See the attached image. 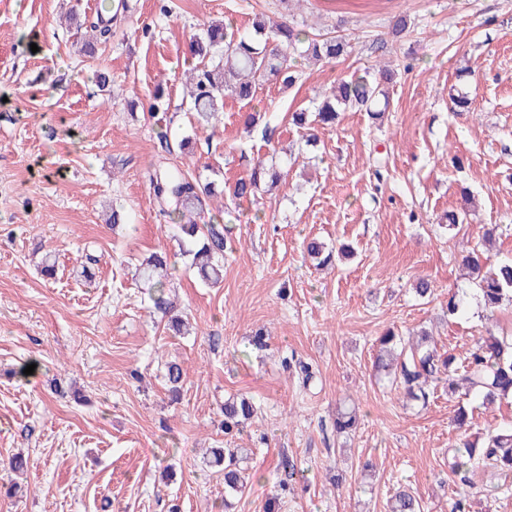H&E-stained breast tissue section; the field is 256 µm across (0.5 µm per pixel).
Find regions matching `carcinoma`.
I'll return each instance as SVG.
<instances>
[{
	"label": "carcinoma",
	"mask_w": 512,
	"mask_h": 512,
	"mask_svg": "<svg viewBox=\"0 0 512 512\" xmlns=\"http://www.w3.org/2000/svg\"><path fill=\"white\" fill-rule=\"evenodd\" d=\"M127 8L124 0L112 5V20L93 19L89 28L99 44H106L112 36V22L121 20ZM350 42L342 37L319 38L289 21L267 26L258 18L251 29L241 30L231 23L208 24L194 35L187 44L188 58L195 61L189 68L191 84V111L195 112L200 126H205L219 112L224 111V98L231 95L240 101L254 98L257 87L268 80L292 87L299 78L297 59L311 58L317 61L333 60L350 53ZM393 74L381 67L374 79L369 76L355 77L337 83L336 91L323 95L314 102L313 110L304 109L292 114L294 125L305 128L312 124L333 125L343 112L365 111L374 120L383 119L389 105L388 85ZM270 175L264 162H257L243 177L229 187L235 199L256 195ZM149 183L161 210L174 221L175 237L182 256L191 259V267L197 269L201 280L216 284L223 277L224 254L234 249L235 240L228 226L210 214L211 185L200 184L181 168L159 162L149 172ZM308 256L322 266L331 261L333 251L315 238L305 244ZM462 265L467 269L469 281L475 284L484 299V307L493 310L503 301H512V262L494 264L491 258L466 256ZM139 275L153 289L155 307L169 314L174 306L166 297L165 288L170 285L171 272L167 255L155 252L140 265ZM428 337H421L418 344H404L401 336L391 333L381 337V349L388 350L392 362L383 354H376L374 366L393 376L396 384L407 395L423 404L428 402L427 386L437 375L448 376V394H475L484 402L512 399V339H504L488 331L477 339L474 348L460 363L455 357H440L436 349L427 344ZM172 399L180 396L183 370L176 362L167 363L166 372ZM253 399L241 396L224 402V433L243 426L255 413ZM459 430L456 442L451 445V473L464 482H471L470 473L479 465H489L504 472H512V427L486 434L479 444L471 441L466 433L467 414L458 409L453 418ZM358 415L355 407L345 406L334 419L336 433L344 434L357 428ZM213 463L221 468L224 476V493L243 495L247 482L239 469L234 455L224 456L223 450H211ZM298 473L295 464L284 466V478L280 479V495L293 490ZM392 512H421V504L407 488L393 495Z\"/></svg>",
	"instance_id": "obj_1"
}]
</instances>
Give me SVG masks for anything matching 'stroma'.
I'll return each instance as SVG.
<instances>
[{"mask_svg":"<svg viewBox=\"0 0 512 512\" xmlns=\"http://www.w3.org/2000/svg\"><path fill=\"white\" fill-rule=\"evenodd\" d=\"M111 3L0 0V459L28 457L24 473L0 469V485L22 490L0 495V512H224V479L206 454L220 447L240 449L250 475L235 512H264L287 459L301 475L279 512H389L401 484L423 512H449L457 499L470 512H512V477L483 466L464 485L448 467L457 409L478 439L512 425V401L486 405L433 384L428 404L410 405L374 367L390 330L428 331L438 353L459 359L486 329L512 336V303L485 311L460 267L490 224L499 227L492 258L512 259V0H171L167 16L156 0H129L111 41L84 55L85 19ZM261 14L345 36L352 51L301 61L293 87L265 84L251 104L226 98L199 129L186 42L205 22L247 29ZM402 15L410 29L392 39ZM383 65L395 71L383 121L345 112L307 146L292 113ZM98 70L109 91L96 87ZM158 88L171 141H191L171 157L191 175L222 186L259 160L281 174L255 198L212 199L238 240L216 287L178 258L145 178L162 153L147 109ZM452 88L468 92V112H453ZM248 108L264 115L250 130L239 118ZM473 202L476 215L449 228V214ZM115 207L127 221L114 228ZM307 237L354 253L317 269ZM156 250L177 256L181 336L165 329L138 277ZM48 254L51 279L40 274ZM421 278L430 298L413 291ZM458 292L464 306L452 316ZM258 329L261 349L248 343ZM286 355L311 366L310 385L283 368ZM29 358L41 371L10 377ZM169 361L184 372L176 403ZM240 395L257 414L224 435V402ZM346 400L361 422L340 437L332 423Z\"/></svg>","mask_w":512,"mask_h":512,"instance_id":"stroma-1","label":"stroma"}]
</instances>
